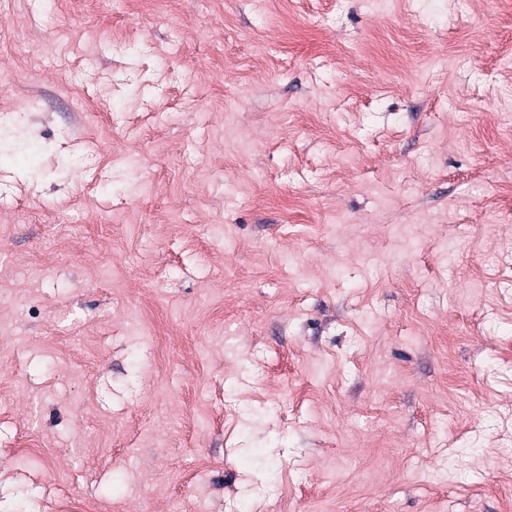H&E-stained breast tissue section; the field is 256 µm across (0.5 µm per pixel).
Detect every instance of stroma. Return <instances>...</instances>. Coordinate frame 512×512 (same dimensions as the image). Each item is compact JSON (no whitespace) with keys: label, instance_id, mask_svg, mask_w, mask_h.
<instances>
[{"label":"stroma","instance_id":"stroma-1","mask_svg":"<svg viewBox=\"0 0 512 512\" xmlns=\"http://www.w3.org/2000/svg\"><path fill=\"white\" fill-rule=\"evenodd\" d=\"M0 512H512V0H0Z\"/></svg>","mask_w":512,"mask_h":512}]
</instances>
